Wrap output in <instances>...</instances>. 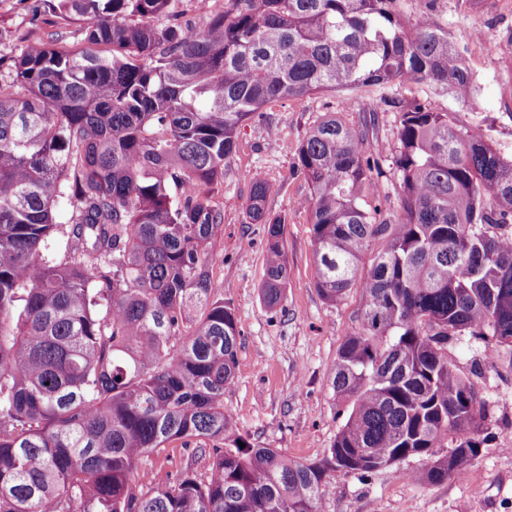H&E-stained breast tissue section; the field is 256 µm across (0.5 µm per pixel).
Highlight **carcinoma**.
<instances>
[{
  "mask_svg": "<svg viewBox=\"0 0 512 512\" xmlns=\"http://www.w3.org/2000/svg\"><path fill=\"white\" fill-rule=\"evenodd\" d=\"M43 2L81 39L0 55V512H321L336 469L425 455L416 479L465 475L483 412L448 344L512 353V156L480 125L424 101L403 110L391 224L378 221L381 159L337 113L298 148L317 291L336 303L357 284L365 297L331 381L346 420L322 460L231 437L224 387L241 332L212 272L240 126L280 101L330 92L346 104L406 82L466 103L476 81L448 29L404 22L400 0H194L199 28L178 0ZM267 193L253 184L248 215L264 225L260 293L274 307L286 219ZM62 199L67 255L53 262L43 252ZM379 235L387 245L364 270ZM206 439V476L187 468L136 493L150 454Z\"/></svg>",
  "mask_w": 512,
  "mask_h": 512,
  "instance_id": "obj_1",
  "label": "carcinoma"
}]
</instances>
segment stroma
I'll list each match as a JSON object with an SVG mask.
<instances>
[{"instance_id":"obj_1","label":"stroma","mask_w":512,"mask_h":512,"mask_svg":"<svg viewBox=\"0 0 512 512\" xmlns=\"http://www.w3.org/2000/svg\"><path fill=\"white\" fill-rule=\"evenodd\" d=\"M406 21L421 16L445 24L450 40L467 48L478 82V94L462 104L448 94L408 82L390 94L404 105L426 100L435 112L451 113L461 126L480 124L489 144L512 152V0H402ZM61 37L73 44V30H60L46 13L43 0H0V52L19 53L27 40ZM503 50L491 56L483 39ZM369 101L341 108L335 94L324 92L267 107L263 120L245 122L238 150L224 173L218 199L224 204V237L218 248L223 261L213 273L223 282L241 330L235 377L224 389V409L236 435L255 448H275L289 458L309 463L323 459L344 422L336 407L331 376L337 351L358 326L364 299L353 287L338 303L321 299L316 286V257L308 213L299 207L309 188L296 173L297 149L310 128L328 112H340L350 126L366 130V152L380 156L381 217L394 220L401 201L391 168L400 115H370ZM267 183L266 207L287 216L284 247L290 278L281 303L267 307L260 299L266 237L248 214L254 182ZM448 360L476 384L487 415L486 441L465 478L430 485L416 480L427 461L410 456L367 474L337 470L329 476L330 493L323 512H512V354L493 342L462 337L448 348ZM193 468L208 471L207 457L172 443L150 455L135 477L136 492L151 495L156 471L179 474Z\"/></svg>"}]
</instances>
